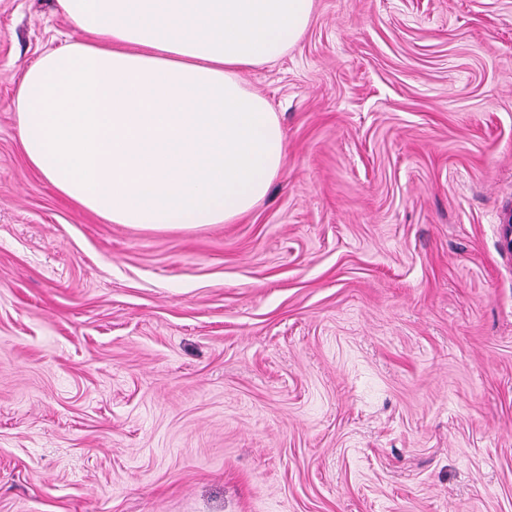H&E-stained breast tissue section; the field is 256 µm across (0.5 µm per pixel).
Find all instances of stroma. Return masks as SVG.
I'll return each instance as SVG.
<instances>
[{
    "instance_id": "stroma-1",
    "label": "stroma",
    "mask_w": 512,
    "mask_h": 512,
    "mask_svg": "<svg viewBox=\"0 0 512 512\" xmlns=\"http://www.w3.org/2000/svg\"><path fill=\"white\" fill-rule=\"evenodd\" d=\"M0 0V512H512V0H315L243 73L267 198L156 231L25 162Z\"/></svg>"
}]
</instances>
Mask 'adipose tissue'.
<instances>
[{
  "label": "adipose tissue",
  "instance_id": "obj_1",
  "mask_svg": "<svg viewBox=\"0 0 512 512\" xmlns=\"http://www.w3.org/2000/svg\"><path fill=\"white\" fill-rule=\"evenodd\" d=\"M79 38L16 91L27 164L75 206L153 230L231 224L285 157L282 123L241 73L283 56L314 0H56Z\"/></svg>",
  "mask_w": 512,
  "mask_h": 512
}]
</instances>
